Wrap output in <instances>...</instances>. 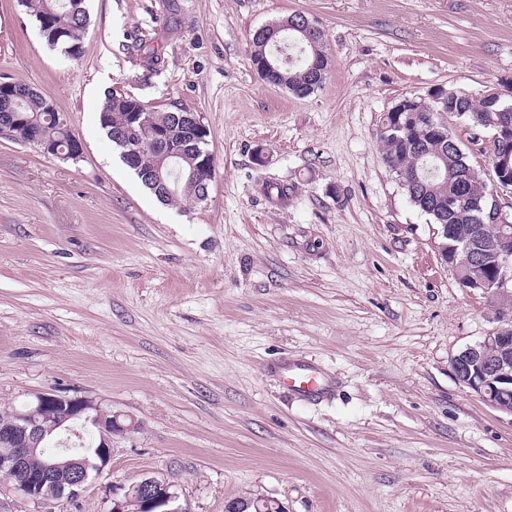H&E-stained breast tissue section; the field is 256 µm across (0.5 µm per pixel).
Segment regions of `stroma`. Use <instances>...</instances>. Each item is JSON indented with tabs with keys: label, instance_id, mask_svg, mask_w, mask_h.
<instances>
[{
	"label": "stroma",
	"instance_id": "35a3bbf8",
	"mask_svg": "<svg viewBox=\"0 0 512 512\" xmlns=\"http://www.w3.org/2000/svg\"><path fill=\"white\" fill-rule=\"evenodd\" d=\"M87 8L73 61L0 0V82L51 100L84 148L64 160L0 135V412L49 392L137 427L72 499L33 503L0 472V512H110L113 490L146 475L188 512L257 496L288 512H512V415L451 367L495 326V300L442 260L379 139L404 98L505 91L512 0ZM295 13L324 29L330 63L305 98L250 57L254 30ZM111 91L198 113L206 201L142 186L100 126ZM283 356L315 359L334 395L284 393L265 372Z\"/></svg>",
	"mask_w": 512,
	"mask_h": 512
}]
</instances>
